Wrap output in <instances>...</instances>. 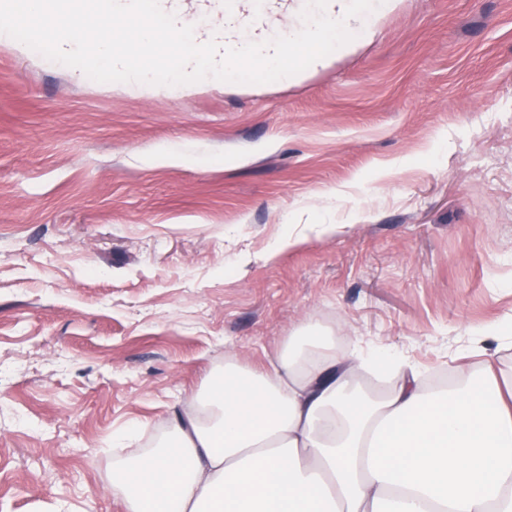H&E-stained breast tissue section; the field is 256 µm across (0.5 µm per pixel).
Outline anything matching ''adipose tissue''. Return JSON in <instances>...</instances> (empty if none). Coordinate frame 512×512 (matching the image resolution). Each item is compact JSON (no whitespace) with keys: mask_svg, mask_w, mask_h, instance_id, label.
Wrapping results in <instances>:
<instances>
[{"mask_svg":"<svg viewBox=\"0 0 512 512\" xmlns=\"http://www.w3.org/2000/svg\"><path fill=\"white\" fill-rule=\"evenodd\" d=\"M453 385L297 327L266 371L225 363L168 440L112 470L125 512H512V375L475 345ZM397 384L374 396L360 370Z\"/></svg>","mask_w":512,"mask_h":512,"instance_id":"ef3b65f1","label":"adipose tissue"}]
</instances>
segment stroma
<instances>
[{"mask_svg": "<svg viewBox=\"0 0 512 512\" xmlns=\"http://www.w3.org/2000/svg\"><path fill=\"white\" fill-rule=\"evenodd\" d=\"M304 322L431 377L512 330V0L186 93L0 46V512H124L113 435Z\"/></svg>", "mask_w": 512, "mask_h": 512, "instance_id": "obj_1", "label": "stroma"}]
</instances>
